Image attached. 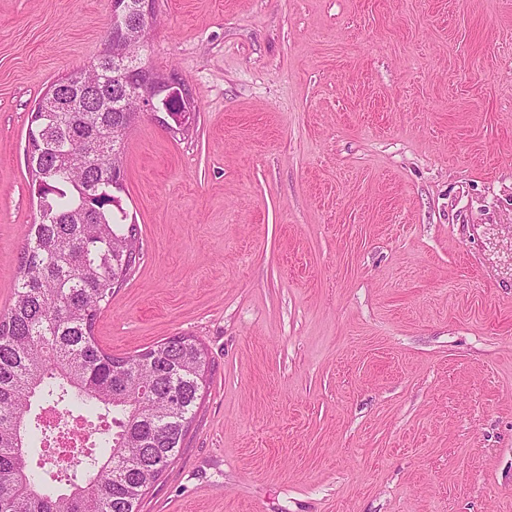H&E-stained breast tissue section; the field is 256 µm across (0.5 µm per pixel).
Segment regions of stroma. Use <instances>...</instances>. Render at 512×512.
I'll use <instances>...</instances> for the list:
<instances>
[{
  "instance_id": "stroma-1",
  "label": "stroma",
  "mask_w": 512,
  "mask_h": 512,
  "mask_svg": "<svg viewBox=\"0 0 512 512\" xmlns=\"http://www.w3.org/2000/svg\"><path fill=\"white\" fill-rule=\"evenodd\" d=\"M115 215L142 258L94 335L210 360L141 512H512V0H155ZM112 0H0V313L26 146Z\"/></svg>"
}]
</instances>
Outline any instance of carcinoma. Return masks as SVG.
<instances>
[{
  "instance_id": "cac0c4a2",
  "label": "carcinoma",
  "mask_w": 512,
  "mask_h": 512,
  "mask_svg": "<svg viewBox=\"0 0 512 512\" xmlns=\"http://www.w3.org/2000/svg\"><path fill=\"white\" fill-rule=\"evenodd\" d=\"M140 42H106L90 68L111 91L106 112H85L74 91L63 112H49L27 151L32 189L47 203L24 234L20 279L0 314V512H139L135 507L178 459L197 413L208 361L190 336L137 354L103 350L94 326L139 257V231L112 212V129L127 131L139 113L121 108L131 93L112 51L142 58ZM63 404L74 424L54 428L33 411ZM104 420L82 467L62 477L44 454L56 432L76 437Z\"/></svg>"
}]
</instances>
